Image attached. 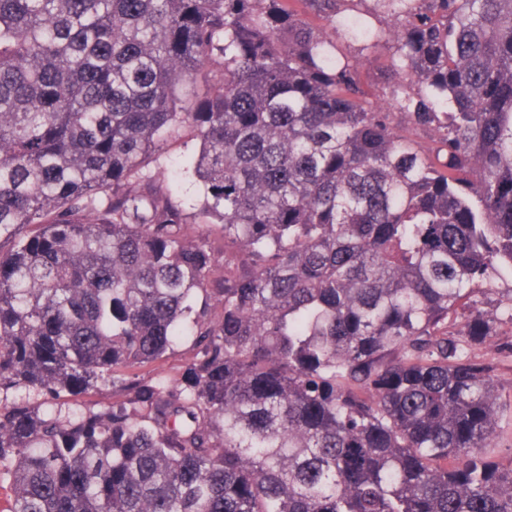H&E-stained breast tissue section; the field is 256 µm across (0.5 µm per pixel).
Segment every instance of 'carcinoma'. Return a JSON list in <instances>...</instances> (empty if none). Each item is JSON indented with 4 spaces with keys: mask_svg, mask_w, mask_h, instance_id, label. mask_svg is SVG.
<instances>
[{
    "mask_svg": "<svg viewBox=\"0 0 512 512\" xmlns=\"http://www.w3.org/2000/svg\"><path fill=\"white\" fill-rule=\"evenodd\" d=\"M374 2L431 154L281 0H0L9 512H512L468 355L512 307L448 332L512 277V0ZM186 126L191 213L160 163ZM187 224L219 225L222 273ZM186 338L177 384L141 373ZM100 385L125 400L46 409ZM394 122L397 125V129L400 134L406 136L425 149H432L434 147V140L437 139L439 134L435 127L427 129L415 127L407 123V121L399 114L394 117ZM491 288H493V291L490 293L480 290L463 299L458 310L459 317L451 315L448 318V330H460L464 324L463 314L468 315L477 307L487 310L495 309L498 306L502 308L510 307L512 303V278L510 276H505L500 279L496 278Z\"/></svg>",
    "mask_w": 512,
    "mask_h": 512,
    "instance_id": "1",
    "label": "carcinoma"
}]
</instances>
